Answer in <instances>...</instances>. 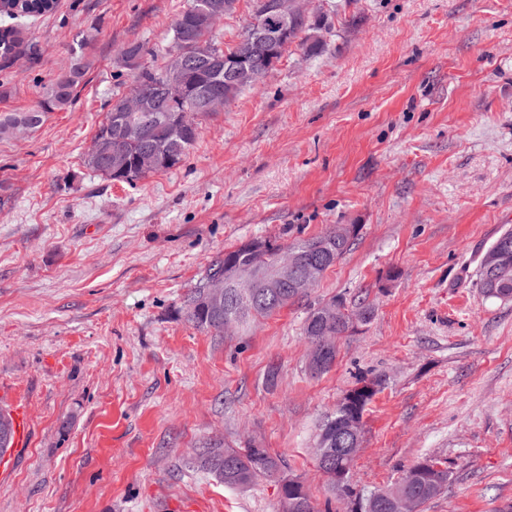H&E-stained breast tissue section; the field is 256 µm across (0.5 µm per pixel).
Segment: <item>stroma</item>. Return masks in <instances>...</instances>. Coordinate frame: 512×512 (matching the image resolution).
Instances as JSON below:
<instances>
[{
	"mask_svg": "<svg viewBox=\"0 0 512 512\" xmlns=\"http://www.w3.org/2000/svg\"><path fill=\"white\" fill-rule=\"evenodd\" d=\"M334 2L320 54H285L199 117L180 167L133 186L86 151L130 91L122 48L164 65L187 0H58L0 59V115L27 112L98 29L73 104L0 135V407L19 400L33 425L0 512H276V482L188 466L215 442L268 448L323 512L316 429L362 374L382 385L356 485L428 458L452 481L423 512L512 505V301L475 285L512 227V0ZM333 224L359 235L307 296L221 336L187 321L216 255ZM337 297L373 315L314 375L303 322Z\"/></svg>",
	"mask_w": 512,
	"mask_h": 512,
	"instance_id": "35a3bbf8",
	"label": "stroma"
}]
</instances>
